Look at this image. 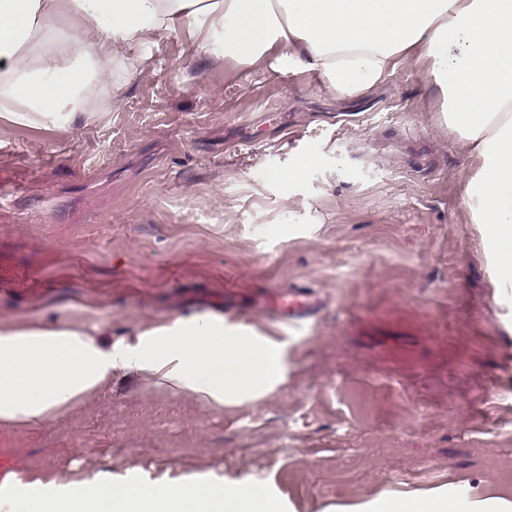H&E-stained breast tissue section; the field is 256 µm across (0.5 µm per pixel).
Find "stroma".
Masks as SVG:
<instances>
[{"mask_svg": "<svg viewBox=\"0 0 512 512\" xmlns=\"http://www.w3.org/2000/svg\"><path fill=\"white\" fill-rule=\"evenodd\" d=\"M223 53L166 36L71 127L0 112V324L77 317L117 340L229 307L281 344L287 382L215 409L118 373L49 426L0 424V475L246 478L281 512L512 502V295L426 61L341 92ZM291 288L323 299L300 330L257 305ZM458 500L450 494L385 497L374 502L371 512H458Z\"/></svg>", "mask_w": 512, "mask_h": 512, "instance_id": "obj_1", "label": "stroma"}]
</instances>
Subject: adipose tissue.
Instances as JSON below:
<instances>
[{
  "instance_id": "1",
  "label": "adipose tissue",
  "mask_w": 512,
  "mask_h": 512,
  "mask_svg": "<svg viewBox=\"0 0 512 512\" xmlns=\"http://www.w3.org/2000/svg\"><path fill=\"white\" fill-rule=\"evenodd\" d=\"M79 17L60 31L65 14ZM188 31L221 40L225 60L276 58L346 90L372 88L407 60L424 59L441 120L468 147L464 191L493 254L496 285L512 288V0H0V111L50 123L96 111L77 79L120 87L142 62L131 45ZM134 374L220 407L258 399L286 382L280 344L223 316L195 313L112 341L82 321L0 325V422L39 426ZM0 505L16 512H280L249 481L79 482L0 479ZM371 512H459L448 494L385 497Z\"/></svg>"
}]
</instances>
